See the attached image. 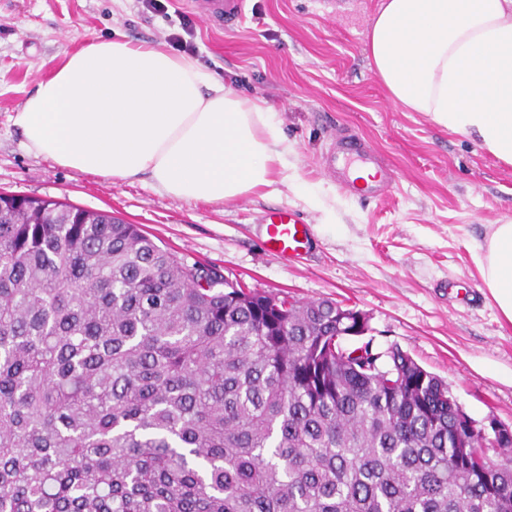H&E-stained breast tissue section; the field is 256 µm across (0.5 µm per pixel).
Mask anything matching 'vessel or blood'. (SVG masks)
<instances>
[{"mask_svg": "<svg viewBox=\"0 0 512 512\" xmlns=\"http://www.w3.org/2000/svg\"><path fill=\"white\" fill-rule=\"evenodd\" d=\"M194 5L210 21L227 27L245 15V0H194ZM323 165L347 193L381 200L393 190V170L379 163L370 146L357 135L334 137ZM355 165L374 168V177L364 183L350 178L349 171ZM261 225L270 252L291 260L301 259L308 253L313 239L312 226L292 209L280 207L268 211Z\"/></svg>", "mask_w": 512, "mask_h": 512, "instance_id": "vessel-or-blood-1", "label": "vessel or blood"}]
</instances>
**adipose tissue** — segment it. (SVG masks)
<instances>
[{
	"label": "adipose tissue",
	"instance_id": "adipose-tissue-1",
	"mask_svg": "<svg viewBox=\"0 0 512 512\" xmlns=\"http://www.w3.org/2000/svg\"><path fill=\"white\" fill-rule=\"evenodd\" d=\"M367 51L396 104L512 166V0H381ZM14 123L35 155L102 178L145 174L186 201L256 194L288 167L268 107L192 57L127 38L66 53ZM474 257L512 323V222L493 225Z\"/></svg>",
	"mask_w": 512,
	"mask_h": 512
}]
</instances>
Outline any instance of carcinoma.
Returning a JSON list of instances; mask_svg holds the SVG:
<instances>
[{"mask_svg": "<svg viewBox=\"0 0 512 512\" xmlns=\"http://www.w3.org/2000/svg\"><path fill=\"white\" fill-rule=\"evenodd\" d=\"M339 306L0 193V512H512V441Z\"/></svg>", "mask_w": 512, "mask_h": 512, "instance_id": "cac0c4a2", "label": "carcinoma"}]
</instances>
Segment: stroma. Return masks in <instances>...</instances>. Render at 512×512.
I'll list each match as a JSON object with an SVG mask.
<instances>
[{"instance_id":"1","label":"stroma","mask_w":512,"mask_h":512,"mask_svg":"<svg viewBox=\"0 0 512 512\" xmlns=\"http://www.w3.org/2000/svg\"><path fill=\"white\" fill-rule=\"evenodd\" d=\"M378 2L247 0L243 20L224 28L189 0H170L164 13L143 0H0V192L103 211L139 225L186 263L217 267L252 288L362 310L375 347L408 352L477 423L493 417L511 426L512 325L484 286L474 246L492 225L512 221V166L390 99L366 51ZM119 34L167 48L185 35L189 56L225 87L270 106L302 189L277 182L224 203L184 201L145 176L116 181L30 153L14 123L18 106L64 53ZM341 130L395 171L389 198L345 194L322 172ZM310 192L325 209L307 203ZM276 207L312 224L306 258L265 248L258 221Z\"/></svg>"}]
</instances>
